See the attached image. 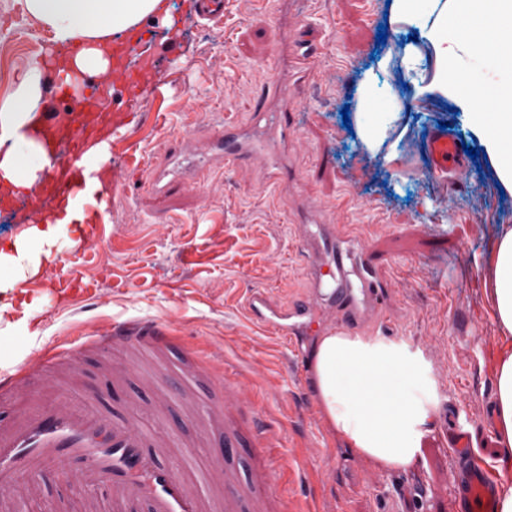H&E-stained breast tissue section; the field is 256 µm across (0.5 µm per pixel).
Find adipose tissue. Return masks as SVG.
I'll use <instances>...</instances> for the list:
<instances>
[{
  "label": "adipose tissue",
  "mask_w": 512,
  "mask_h": 512,
  "mask_svg": "<svg viewBox=\"0 0 512 512\" xmlns=\"http://www.w3.org/2000/svg\"><path fill=\"white\" fill-rule=\"evenodd\" d=\"M433 3L392 0L393 13L431 41L438 61L429 80L416 66L414 53H407L404 75L418 95L459 93L470 101L485 94L487 68L497 70L504 89L497 113L474 112L470 118L497 178L512 190V64L502 57L512 49V0H452L449 12L431 27L427 21ZM26 6L52 31L55 43L84 40V53L73 64L85 73L108 67L112 37L150 18L167 27L173 24L168 0H26ZM43 104V63L34 59L15 90L0 100V182L29 187L45 171L44 150L30 133ZM84 218L73 203L62 202L45 223L29 225L9 242H0V288L11 290L40 276L43 266L55 260L59 241ZM487 284L495 319L503 335L511 336L512 228L498 238ZM313 378L331 432L377 467H415L429 420L418 398L432 389L419 356L394 341L333 332L321 337L314 352ZM495 412L496 464L505 488L499 512H512V350L504 351L496 371Z\"/></svg>",
  "instance_id": "adipose-tissue-1"
}]
</instances>
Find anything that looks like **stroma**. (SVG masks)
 I'll return each instance as SVG.
<instances>
[{
    "instance_id": "1",
    "label": "stroma",
    "mask_w": 512,
    "mask_h": 512,
    "mask_svg": "<svg viewBox=\"0 0 512 512\" xmlns=\"http://www.w3.org/2000/svg\"><path fill=\"white\" fill-rule=\"evenodd\" d=\"M169 2L179 37L144 22L128 56L152 64L169 90L145 95L113 145L110 170L120 181L103 222L85 237L63 238L37 283L0 292L21 329L0 344V374L12 375L18 401H32L45 379L26 370L28 357L82 351L81 372L60 404L90 399L109 415L139 411L143 428L169 434L179 462L183 433L163 407L167 383L153 363L130 362L125 385L112 390L103 371L113 354L88 342L112 324L157 319L180 347L219 363L241 418L259 419L277 489L292 510L459 512L455 458L439 415L463 411L473 457L494 469L491 402L498 362L512 345L498 331L484 281L499 231L512 225V195L500 193L486 153L464 157L444 182L424 157L442 123L449 136L478 146L468 108L404 86L389 60L414 29L386 20L387 0H224L218 21L199 19L192 0ZM306 51L308 76L288 79L289 57ZM367 85L399 102L375 153L341 117ZM228 119L250 135L255 152L212 166L200 180L175 182L176 153L218 150ZM305 224L348 225L372 245L397 303L361 335L427 357L430 431L410 470L376 468L327 427L311 426L321 414L306 405L311 371L295 367L296 348L265 334L250 314L257 291L284 309L310 296ZM49 282L69 288L66 306L45 292ZM38 481L42 495L27 512H54L65 496L70 512H81L71 481L52 473Z\"/></svg>"
}]
</instances>
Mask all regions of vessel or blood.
<instances>
[{"label":"vessel or blood","mask_w":512,"mask_h":512,"mask_svg":"<svg viewBox=\"0 0 512 512\" xmlns=\"http://www.w3.org/2000/svg\"><path fill=\"white\" fill-rule=\"evenodd\" d=\"M126 52L125 44L113 47L112 69L101 78L111 85L126 86L128 106L133 109L142 92L157 91L158 84L149 69L123 67ZM55 84L61 94H76L83 110L74 128L60 121L54 112L37 117L48 150L55 153L61 144H68L71 159L59 163L44 181L40 194L32 198L31 221L35 224L40 221L42 209L61 196L77 199L88 212L99 214L106 197L100 192L90 198L83 196V180L73 162L102 136L121 139L127 124L126 112L103 111L86 91H71L63 78H56ZM252 149L235 126L225 125L219 162L237 163ZM426 156L429 173L444 179L457 165L459 150L447 134L439 132L428 140ZM308 246L313 258L309 271L312 288L317 293L325 292L332 303L331 316L319 322L310 301L287 312L257 293L249 306L259 326L284 338L323 335L370 321L387 297L375 253L344 227L335 233L322 230L309 234ZM98 342L128 350L153 349L162 357L163 371L173 374L184 391L192 388L204 372L200 365H187L185 355L173 353L171 331L157 320L115 324ZM57 398V386L47 384L33 404L0 418V512H15L21 498L39 499L41 487L35 478L46 472L76 477L90 489V496L84 499L85 512H102L107 501L112 502L113 512H131L137 505L144 506L146 512H244L248 507L253 512H276L272 476L265 461H257L245 476L223 465L224 458L233 457L241 446L233 400H225L211 411L214 430L224 435V456L214 461L224 476V495L217 498L211 495L206 481L189 484L177 468L164 464L167 439L146 431L139 416L114 419L98 413L93 405L62 406ZM451 445L462 512H496V483L487 469L471 464L468 434L454 430Z\"/></svg>","instance_id":"vessel-or-blood-1"}]
</instances>
